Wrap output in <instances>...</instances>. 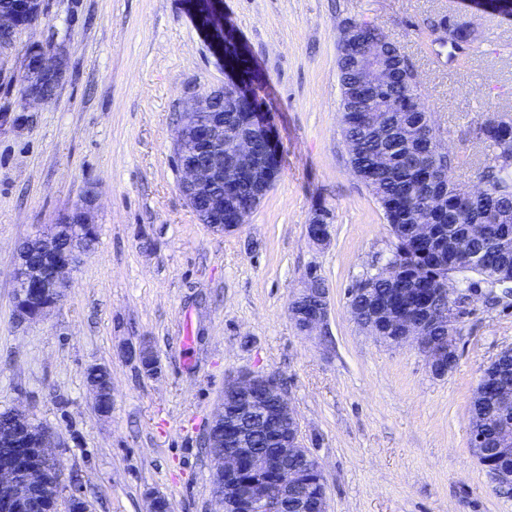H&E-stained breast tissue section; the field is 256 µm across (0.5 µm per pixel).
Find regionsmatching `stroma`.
<instances>
[{
	"mask_svg": "<svg viewBox=\"0 0 512 512\" xmlns=\"http://www.w3.org/2000/svg\"><path fill=\"white\" fill-rule=\"evenodd\" d=\"M259 76L256 98L278 140L281 170L246 224H202L180 190L175 132L194 95L228 74L189 0H44L41 17L0 57V412L24 410L58 437L64 485L93 512H217L202 441L224 380L280 376L304 445L324 469L329 512H512L470 448L481 372L512 347V301L465 305L457 362L433 376L417 347L361 329L349 292L385 264L393 238L341 135L337 56L352 20L380 26L414 71L420 101L475 181L492 150L477 129L512 114V19L463 0H221ZM475 30L467 52L437 23ZM65 57L52 99L24 111L29 46ZM93 195L97 242L45 317L14 315L20 244ZM331 214L313 243L315 212ZM329 289L325 330L306 335L288 307L308 273ZM149 344L159 368L126 353ZM112 373L101 416L86 380Z\"/></svg>",
	"mask_w": 512,
	"mask_h": 512,
	"instance_id": "stroma-1",
	"label": "stroma"
}]
</instances>
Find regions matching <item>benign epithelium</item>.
Listing matches in <instances>:
<instances>
[{
	"mask_svg": "<svg viewBox=\"0 0 512 512\" xmlns=\"http://www.w3.org/2000/svg\"><path fill=\"white\" fill-rule=\"evenodd\" d=\"M207 9L211 16L208 35L215 49L224 52V38L230 34L215 5L218 0H191ZM365 24L350 21L342 30L341 43L359 50L358 85L377 92L387 87L391 68L383 52V41L364 37ZM52 60L41 55V48L27 51L23 58L25 87L33 89L24 99V110L52 98L39 91L43 84L60 82L61 58L55 51ZM188 112L180 119L175 149L177 166L183 172L181 189L191 208L202 204L199 220L216 231L237 230L252 213L240 208L235 188L247 177L257 201L273 186L276 162L281 160L266 114L248 113L253 132H242L224 122V113L214 107L213 93L193 97ZM92 200L75 208L74 216L58 219L53 230H38L26 240L42 260V268L32 270L19 251L15 269V311L18 319H37L57 305L68 284V274L79 256L93 249L95 227L90 207ZM310 239L322 244L329 238L325 218L316 214L308 224ZM413 294L411 288H399L373 304L366 330L391 345H415L424 354L432 375L442 377L457 361V325L461 312L456 302L448 301V310L438 311L424 302L417 311L403 313L402 296ZM296 326L310 334L328 318V292L324 283L307 277L304 287L289 304ZM95 396L98 413H111L105 402L112 399V386L88 382ZM262 415L271 424H283L274 434L278 451L274 455L252 450V433L241 420ZM203 438L214 449L213 485L218 512H285L293 506L297 512H328L325 477L320 462L306 450L300 424L283 384L271 372H239L224 382V401L207 423ZM36 444L38 456L26 450ZM482 436L470 434V446L479 462L495 471L499 491L512 493V425L503 423L498 447L485 450ZM54 432L43 427L33 437L17 432L0 435V512H28L35 501L58 504L64 496L50 448Z\"/></svg>",
	"mask_w": 512,
	"mask_h": 512,
	"instance_id": "obj_1",
	"label": "benign epithelium"
}]
</instances>
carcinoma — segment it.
I'll list each match as a JSON object with an SVG mask.
<instances>
[{"mask_svg":"<svg viewBox=\"0 0 512 512\" xmlns=\"http://www.w3.org/2000/svg\"><path fill=\"white\" fill-rule=\"evenodd\" d=\"M397 76L387 90L354 98L342 109L341 131L346 143L356 145L351 165L371 189L381 207L394 238V255L398 266L407 268L416 262L423 269L426 295L448 287V273L460 260L475 272L471 286L500 288L512 285V249L503 242L512 239V116L489 115L478 128V138L492 148L490 165L479 172L482 199L469 207L457 202V194L448 191V203L434 201L437 179L451 184L456 158L450 153L432 159L426 143L439 145L441 134L430 113L418 107V86L414 72L398 48H393ZM224 53L239 80L252 88L257 75L247 57L237 53L228 41ZM354 52L338 49L337 67L341 85H352ZM224 111L249 129L246 101L226 99ZM421 224L433 225L429 238H404ZM512 380V356L489 365L479 381L482 390ZM487 407L472 406L475 428L486 434V445L495 444L496 427L484 419Z\"/></svg>","mask_w":512,"mask_h":512,"instance_id":"cac0c4a2","label":"carcinoma"}]
</instances>
